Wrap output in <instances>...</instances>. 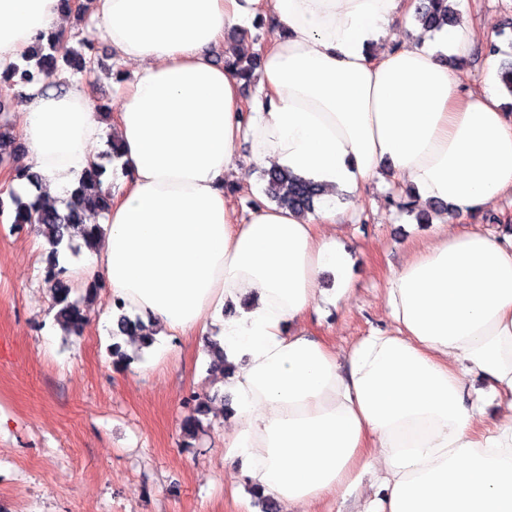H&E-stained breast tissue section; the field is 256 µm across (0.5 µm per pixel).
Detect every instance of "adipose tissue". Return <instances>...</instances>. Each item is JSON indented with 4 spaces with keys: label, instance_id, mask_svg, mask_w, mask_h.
<instances>
[{
    "label": "adipose tissue",
    "instance_id": "obj_1",
    "mask_svg": "<svg viewBox=\"0 0 512 512\" xmlns=\"http://www.w3.org/2000/svg\"><path fill=\"white\" fill-rule=\"evenodd\" d=\"M121 64L111 127L83 81L24 90L25 202L61 205L121 143L118 186L95 247L67 265L107 284L162 336H216L235 370L224 459L284 507L313 512L360 495L359 512H512V234L433 220L386 280L390 319L344 351L305 326L354 282L336 239L338 196L391 167L420 205L482 211L512 194V113L496 70L464 94L442 54L378 46L416 0H87ZM277 26L259 93L244 104L216 64L228 29ZM61 0H0V73L65 30ZM246 163L288 168L325 187L313 213L264 204L237 223L224 184ZM338 283L319 288L322 273ZM486 381L472 389L468 376ZM503 413L483 423L488 401Z\"/></svg>",
    "mask_w": 512,
    "mask_h": 512
}]
</instances>
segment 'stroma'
<instances>
[{"instance_id": "stroma-1", "label": "stroma", "mask_w": 512, "mask_h": 512, "mask_svg": "<svg viewBox=\"0 0 512 512\" xmlns=\"http://www.w3.org/2000/svg\"><path fill=\"white\" fill-rule=\"evenodd\" d=\"M474 45L451 62L463 88H483L489 66L512 62V0H455ZM69 46L96 47L89 88L95 103L119 109L118 61L91 13L71 17ZM494 42L499 52L487 56ZM18 156L0 168V512H282L224 467V419L231 396H219L207 346L196 337L164 339L163 350L131 349L123 371L107 347L113 329L103 315L111 292L101 289L83 332H55V311L43 279L44 250L31 226L11 224L4 184ZM261 170L243 167L225 196L245 218L262 195ZM392 185L378 180L339 205L338 238L354 260L353 292L330 314L312 317L316 335L350 346L389 325L383 288L423 231L413 214L386 201ZM210 401L197 438L182 422L190 397Z\"/></svg>"}]
</instances>
